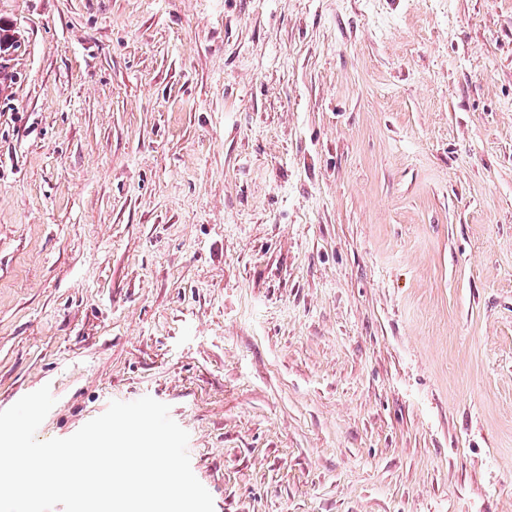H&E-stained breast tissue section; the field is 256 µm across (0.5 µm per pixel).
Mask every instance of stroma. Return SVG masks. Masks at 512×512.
I'll use <instances>...</instances> for the list:
<instances>
[{"mask_svg":"<svg viewBox=\"0 0 512 512\" xmlns=\"http://www.w3.org/2000/svg\"><path fill=\"white\" fill-rule=\"evenodd\" d=\"M0 24V411L165 403L214 512H512V0Z\"/></svg>","mask_w":512,"mask_h":512,"instance_id":"1","label":"stroma"}]
</instances>
